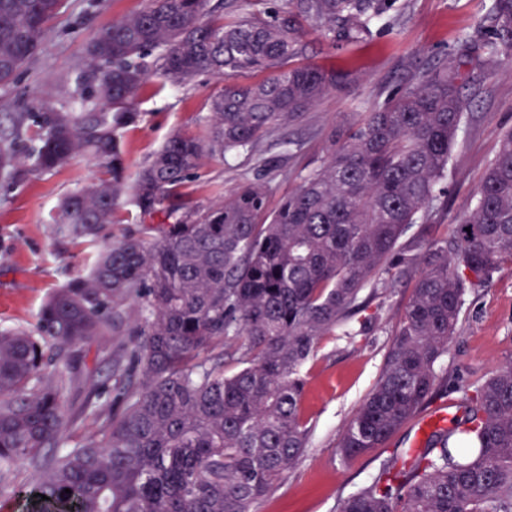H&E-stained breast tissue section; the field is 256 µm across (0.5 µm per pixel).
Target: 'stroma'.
Listing matches in <instances>:
<instances>
[{
  "instance_id": "35a3bbf8",
  "label": "stroma",
  "mask_w": 512,
  "mask_h": 512,
  "mask_svg": "<svg viewBox=\"0 0 512 512\" xmlns=\"http://www.w3.org/2000/svg\"><path fill=\"white\" fill-rule=\"evenodd\" d=\"M399 12L374 22L360 41L338 42L320 30H308L298 65L343 68L351 82L331 92L293 124L273 126L271 138L285 147L257 162L245 153L212 160L186 182L180 205L208 208L218 195L232 194L256 178L269 186L268 210H275L296 191L326 157L327 134L357 123L362 112L384 104L389 96L424 69H443L462 39L477 38L490 0H400ZM147 0H67L52 19L33 57L6 85H0V113L96 112L93 81L85 67L97 35L112 21L144 9ZM146 63L153 76L135 107L137 121L124 129L126 195L113 225L121 235L138 213L135 178L152 153L175 132L194 133L208 116L210 97L222 80L203 73L188 85L171 86L158 75L154 57ZM470 102L441 187L444 207L426 210L424 219L434 237L452 235L456 217L472 205L494 159L503 132L512 129V65L497 58L486 62L480 78L463 90ZM94 163L78 156L48 173L34 172L23 182L0 179V327H32L53 289L92 269L99 246L56 235L50 216L67 195L81 190L96 175ZM414 282L400 280L380 288L369 312L374 320L361 328L351 321L350 335L326 338L307 363L303 408L311 426L305 457L285 482L266 498L260 512H336L339 501L368 483L392 449L413 447L420 418H413L387 447L341 463L339 437L374 386L385 361L395 325ZM512 356V270L494 274L470 289L457 333L438 369L449 387L432 410L456 409L459 384L486 379Z\"/></svg>"
}]
</instances>
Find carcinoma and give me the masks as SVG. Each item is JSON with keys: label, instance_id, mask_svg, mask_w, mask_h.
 Segmentation results:
<instances>
[{"label": "carcinoma", "instance_id": "obj_1", "mask_svg": "<svg viewBox=\"0 0 512 512\" xmlns=\"http://www.w3.org/2000/svg\"><path fill=\"white\" fill-rule=\"evenodd\" d=\"M150 0L93 42L88 68L100 112H11L0 125V177L52 171L78 155L105 177L64 198L57 233L103 240L87 275L47 298L33 330H0V487L21 512H258L304 457L303 369L320 343L367 311L377 277L415 276L384 368L345 427V462L385 443L434 400L437 371L467 289L512 265V132L502 135L476 201L451 241L405 239L440 198L469 102L467 66L512 59V0H494L482 36L449 68L414 76L385 105L328 135L327 159L273 212L261 178L204 212L164 206L208 160L253 153L350 74L291 66L293 23L246 0ZM63 0H0V83L38 48ZM399 0H285V14L333 40L371 34ZM158 52L161 76L183 86L266 71L210 98L206 124L176 133L136 176V221L112 241L125 193L121 133ZM134 336L108 359L106 386L81 367L98 336ZM234 371L226 373L228 366ZM459 413L424 448H395L337 512H512V358L462 385ZM73 392L84 395L70 412ZM94 428L79 433L87 415ZM71 493H65V490ZM47 496L41 500V496Z\"/></svg>", "mask_w": 512, "mask_h": 512}]
</instances>
